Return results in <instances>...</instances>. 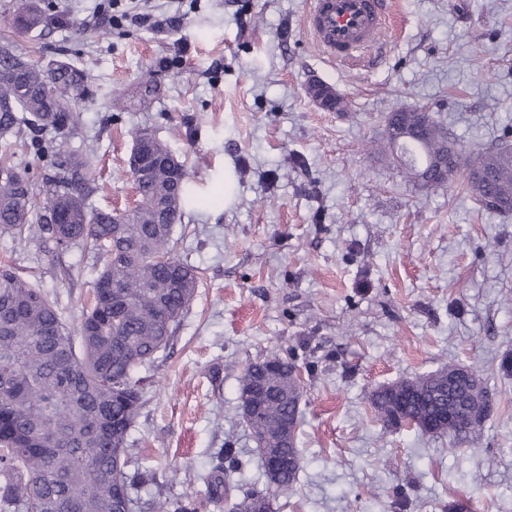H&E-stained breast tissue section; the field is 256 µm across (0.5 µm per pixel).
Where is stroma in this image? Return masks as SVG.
Returning a JSON list of instances; mask_svg holds the SVG:
<instances>
[{
  "label": "stroma",
  "mask_w": 512,
  "mask_h": 512,
  "mask_svg": "<svg viewBox=\"0 0 512 512\" xmlns=\"http://www.w3.org/2000/svg\"><path fill=\"white\" fill-rule=\"evenodd\" d=\"M310 0H39L42 24L0 40L47 64L91 74L68 150L91 157L92 209L134 195L133 133L154 131L185 162L196 199L172 246L201 282L173 342L138 376L147 384L127 437L129 472L149 475L134 512L192 496L225 447L243 474L230 500L266 493L241 417L251 362L292 349L311 362L297 428L305 467L277 512H512V214L476 205L462 180L408 183L385 145V117L424 107L458 144L512 140V0H386L377 46L331 62L304 27ZM494 77L481 81L478 70ZM342 112L320 109L312 81ZM236 194L224 203V169ZM13 264L79 322L96 277L82 247L60 257L40 239L0 235ZM457 364L477 369L501 404L471 449L447 436L388 430L379 386Z\"/></svg>",
  "instance_id": "stroma-1"
}]
</instances>
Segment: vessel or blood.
Wrapping results in <instances>:
<instances>
[{"mask_svg":"<svg viewBox=\"0 0 512 512\" xmlns=\"http://www.w3.org/2000/svg\"><path fill=\"white\" fill-rule=\"evenodd\" d=\"M383 11L382 0H310L305 27L328 57L340 61L376 44Z\"/></svg>","mask_w":512,"mask_h":512,"instance_id":"obj_1","label":"vessel or blood"}]
</instances>
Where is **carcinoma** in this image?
Listing matches in <instances>:
<instances>
[{
    "mask_svg": "<svg viewBox=\"0 0 512 512\" xmlns=\"http://www.w3.org/2000/svg\"><path fill=\"white\" fill-rule=\"evenodd\" d=\"M36 0H15L11 26L38 27ZM89 74L69 62L41 68L0 42V138L22 128L73 130L79 120ZM405 143L402 161L410 181L429 188L465 176L484 210L512 212V151H470L450 140L429 114L389 112ZM142 135L168 158V147L148 129ZM35 154L49 157L43 175L44 202L36 209L26 170L13 156H0V233L23 240L32 235L65 251L80 245L93 253L99 270L94 300L74 331L65 327L47 296L9 264H0V508L3 512H113L134 502L140 477L127 472L128 433L143 405L137 366L166 349L198 288V270L171 255L174 226L181 222L192 190L184 164L177 179L161 171L134 178L139 195L131 211L90 210L85 186L90 166L81 154L43 138ZM169 254L159 264L153 257ZM290 352L247 365L240 376V406L252 434L274 441L280 470L278 488L229 506L228 512H275L274 501L294 491L304 458L297 447L303 379ZM436 371L383 385L371 397L375 416L387 429L424 423L451 409L456 420L448 436L455 453L471 442L496 403L476 378L451 385ZM238 469L228 448L210 474V494L224 493L222 476ZM195 498L162 500L156 512H198Z\"/></svg>",
    "mask_w": 512,
    "mask_h": 512,
    "instance_id": "carcinoma-1",
    "label": "carcinoma"
}]
</instances>
